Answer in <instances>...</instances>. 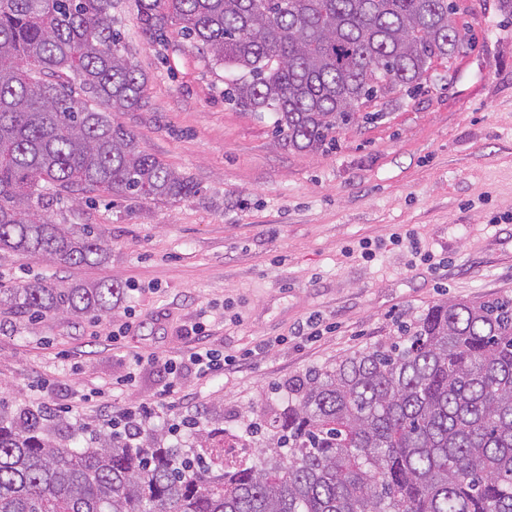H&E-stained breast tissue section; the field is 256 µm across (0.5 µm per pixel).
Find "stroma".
Masks as SVG:
<instances>
[{"label":"stroma","mask_w":512,"mask_h":512,"mask_svg":"<svg viewBox=\"0 0 512 512\" xmlns=\"http://www.w3.org/2000/svg\"><path fill=\"white\" fill-rule=\"evenodd\" d=\"M457 2L474 43L451 79L309 154L284 147L271 114L228 104L223 68L177 29L150 42L134 0H119L148 105L118 120L200 190L164 203L78 189L45 198L54 222L97 229L107 260L63 268L1 253L0 285L108 281L121 296L99 320L1 309L0 403L40 411L80 447L146 403L156 409L142 435L194 444L193 431L171 429L192 417L251 445L249 424L286 407L310 371L390 341L439 302L511 299L512 19L498 0ZM399 227L444 266H410L403 248L370 262L348 255ZM199 322L238 367L202 377L186 363ZM305 323L315 337L300 335ZM275 336L279 345L251 355Z\"/></svg>","instance_id":"1"}]
</instances>
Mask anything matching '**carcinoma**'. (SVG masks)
I'll return each instance as SVG.
<instances>
[{
	"mask_svg": "<svg viewBox=\"0 0 512 512\" xmlns=\"http://www.w3.org/2000/svg\"><path fill=\"white\" fill-rule=\"evenodd\" d=\"M141 33L177 25L228 73L224 100L276 116L288 149L414 98L470 45L450 0H135ZM115 0H0V252L60 267L106 259L91 227L55 224L46 195L167 201L198 192L115 121L147 106ZM109 282L0 287V307L79 320L112 311ZM251 459L114 430L90 448L32 411L0 413V512H512V299L431 306L388 345L314 370Z\"/></svg>",
	"mask_w": 512,
	"mask_h": 512,
	"instance_id": "1",
	"label": "carcinoma"
}]
</instances>
